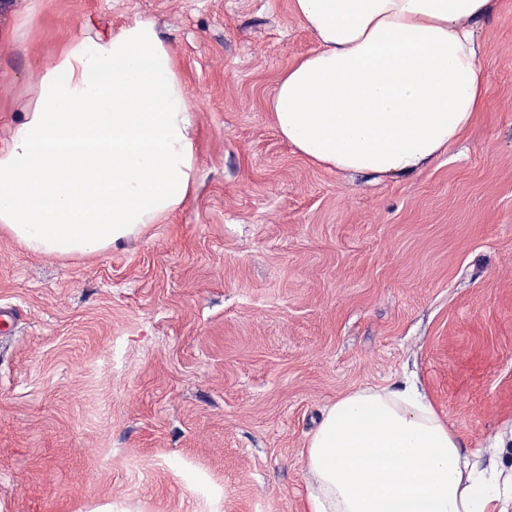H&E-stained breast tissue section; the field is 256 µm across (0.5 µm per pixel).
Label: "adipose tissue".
<instances>
[{
  "label": "adipose tissue",
  "mask_w": 512,
  "mask_h": 512,
  "mask_svg": "<svg viewBox=\"0 0 512 512\" xmlns=\"http://www.w3.org/2000/svg\"><path fill=\"white\" fill-rule=\"evenodd\" d=\"M492 0H293L317 42L269 101L312 162L380 178L432 165L483 104ZM0 145V230L40 255L104 251L165 222L197 165L192 102L153 21L74 36L33 76ZM305 512H512L425 396L392 384L328 406L305 448Z\"/></svg>",
  "instance_id": "adipose-tissue-1"
}]
</instances>
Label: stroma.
Here are the masks:
<instances>
[{
	"instance_id": "35a3bbf8",
	"label": "stroma",
	"mask_w": 512,
	"mask_h": 512,
	"mask_svg": "<svg viewBox=\"0 0 512 512\" xmlns=\"http://www.w3.org/2000/svg\"><path fill=\"white\" fill-rule=\"evenodd\" d=\"M0 138L65 38L161 30L198 163L166 222L83 256L0 232V512H302L343 395L416 381L487 467L512 431V0L477 36L483 106L407 180L313 164L268 110L316 49L292 0H11Z\"/></svg>"
}]
</instances>
